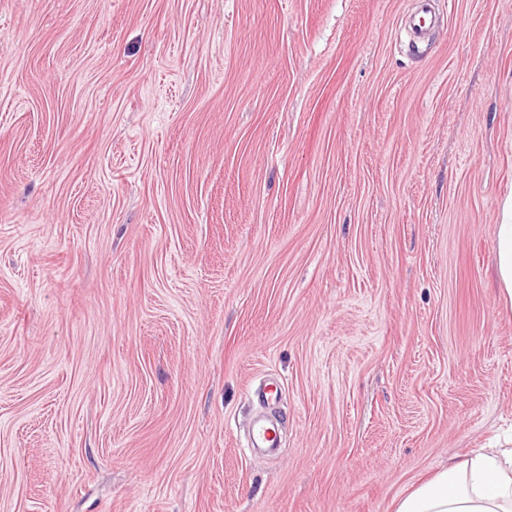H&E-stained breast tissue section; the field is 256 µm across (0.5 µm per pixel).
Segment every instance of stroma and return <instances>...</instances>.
I'll use <instances>...</instances> for the list:
<instances>
[{"mask_svg": "<svg viewBox=\"0 0 512 512\" xmlns=\"http://www.w3.org/2000/svg\"><path fill=\"white\" fill-rule=\"evenodd\" d=\"M417 6L0 0V512H393L512 428V0ZM496 275L501 299L512 306V201L497 226Z\"/></svg>", "mask_w": 512, "mask_h": 512, "instance_id": "stroma-1", "label": "stroma"}]
</instances>
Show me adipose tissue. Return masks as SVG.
Masks as SVG:
<instances>
[{"label": "adipose tissue", "instance_id": "ef3b65f1", "mask_svg": "<svg viewBox=\"0 0 512 512\" xmlns=\"http://www.w3.org/2000/svg\"><path fill=\"white\" fill-rule=\"evenodd\" d=\"M496 275L501 299L512 305V203L497 226ZM394 512H512V450L449 460L401 497Z\"/></svg>", "mask_w": 512, "mask_h": 512}]
</instances>
